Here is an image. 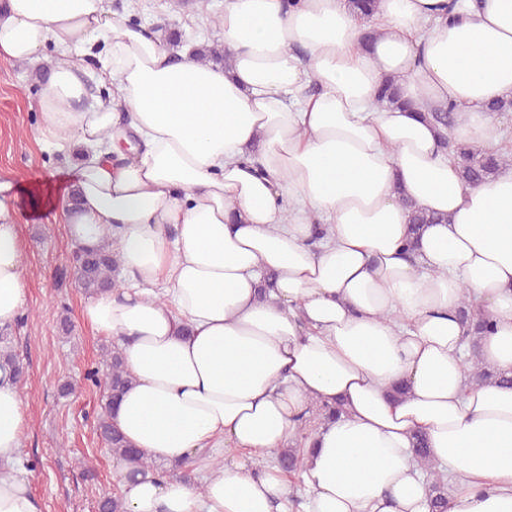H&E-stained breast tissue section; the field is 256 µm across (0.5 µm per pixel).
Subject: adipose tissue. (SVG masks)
I'll use <instances>...</instances> for the list:
<instances>
[{"label": "adipose tissue", "instance_id": "adipose-tissue-1", "mask_svg": "<svg viewBox=\"0 0 512 512\" xmlns=\"http://www.w3.org/2000/svg\"><path fill=\"white\" fill-rule=\"evenodd\" d=\"M216 27L225 67L104 0H0V60L56 54L39 107L48 144L82 148L78 207L56 199L71 240L110 242L127 282L82 312L132 378L117 426L148 461L219 443L260 459L338 403L304 452L303 512H432L417 434L452 476L446 512H512V387L468 384L458 319L464 296L482 304L479 357L512 376V167L466 187L448 149L500 141L485 106L512 98V0H378L368 19L348 0H224ZM91 54L112 92L89 108L74 58ZM391 78L406 107H378ZM451 105L442 138L424 114ZM12 190L1 328L26 299ZM412 205L448 221L410 255ZM26 424L0 364V512H39L17 469ZM138 468L117 461L126 512H288L292 495L278 468L233 458L201 487Z\"/></svg>", "mask_w": 512, "mask_h": 512}]
</instances>
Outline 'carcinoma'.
<instances>
[{
	"mask_svg": "<svg viewBox=\"0 0 512 512\" xmlns=\"http://www.w3.org/2000/svg\"><path fill=\"white\" fill-rule=\"evenodd\" d=\"M379 104L392 108L401 105V99L397 93V81L390 79L386 81L381 89ZM429 121L440 129L452 127L458 118V113L453 109H435L427 113ZM453 154L458 166L461 181L466 185L476 184L495 176L503 166L509 163L508 156L495 149H482L477 147L457 146L453 148ZM439 223V217L420 210L411 209L410 224L413 235H418L427 224ZM77 269L74 275L79 288L85 295L93 296L114 287L113 274L118 268L116 254L112 253L109 244L104 243L92 250L78 249ZM459 315L461 319L471 326L472 334L467 337L471 347L478 346L481 337L487 331L490 319L489 315L482 311L473 302L465 299L461 306ZM104 369H95L88 372L86 380L92 384H104L105 403L101 414L97 419V431L106 447L119 457L136 458L138 452L133 448L121 434L117 425L111 421L110 404L115 401L131 383V377L124 368L120 348L114 346L107 350L102 359ZM494 380L501 384L512 386V377L501 374H493L486 371L478 363L473 362L469 367L468 382L482 384ZM416 453L418 462L425 468L430 478L432 491L435 493L437 508H443L448 482L428 455V448L423 437H416ZM304 449L302 448H281L271 452V459L277 467L287 473H296L303 464ZM202 459L176 463L170 468L157 465L151 461H143L141 465L145 470L159 471L163 474H173L177 471L187 476L193 472Z\"/></svg>",
	"mask_w": 512,
	"mask_h": 512,
	"instance_id": "1",
	"label": "carcinoma"
}]
</instances>
